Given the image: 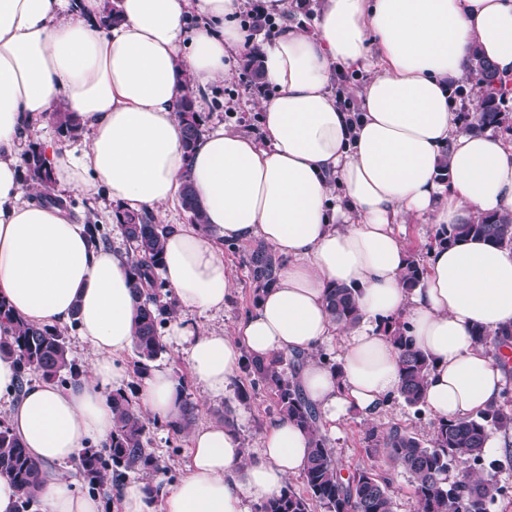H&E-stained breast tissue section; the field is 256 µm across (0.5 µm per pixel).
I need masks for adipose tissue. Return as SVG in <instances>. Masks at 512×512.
I'll return each instance as SVG.
<instances>
[{"label": "adipose tissue", "instance_id": "ef3b65f1", "mask_svg": "<svg viewBox=\"0 0 512 512\" xmlns=\"http://www.w3.org/2000/svg\"><path fill=\"white\" fill-rule=\"evenodd\" d=\"M246 0H0V302L39 326L76 325L94 353L76 384L18 388L0 353L8 425L39 463L40 512H101L60 466L112 434L111 388L135 343L131 261L94 244L84 219L27 201L21 153L39 142L57 189L104 197L105 215L157 213L191 181L203 224H172L161 273L182 312L170 336L184 344L205 402L222 400L246 357L298 352L296 375L322 422L348 410L378 418L401 386L386 326H409L431 364L425 403L441 420L499 404L505 373L473 333L512 328V246L466 239L433 244L422 283L405 288L400 225L445 231L487 214L512 218V135L462 129L453 85L473 52L512 81V0H318L313 30L285 21L291 0H263L280 16L261 46L274 95L260 99V135L208 120L183 146L178 103L187 86L232 79L250 46ZM114 9L111 25L99 19ZM366 68L359 113L329 89L335 67ZM79 121L82 141L60 149L40 129L56 105ZM447 163L448 178L438 167ZM263 241L283 264L233 335L187 322L219 312L235 283L225 242ZM351 288L359 320L336 322L334 286ZM336 344L334 365L318 351ZM181 394L169 368L149 367L143 414L172 421ZM187 475L153 505L142 484L121 491V512H253L302 472L309 435L269 422L254 456L220 421L189 435Z\"/></svg>", "mask_w": 512, "mask_h": 512}]
</instances>
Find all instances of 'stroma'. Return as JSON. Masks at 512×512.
I'll return each instance as SVG.
<instances>
[{"mask_svg":"<svg viewBox=\"0 0 512 512\" xmlns=\"http://www.w3.org/2000/svg\"><path fill=\"white\" fill-rule=\"evenodd\" d=\"M206 108L225 125L250 133L260 129V111L256 105L257 96L250 91L243 74L237 79L219 82L207 91L199 92ZM250 248L249 243H225L224 263L236 282V289L231 298L225 302L224 309L218 313H192L190 319L201 328L213 329L232 334L236 324L254 305V285L249 277L243 259ZM247 375H240L235 385L225 393L222 401L209 404L197 412L196 424L223 420L232 416L234 430L245 448L255 449L260 436L268 422L275 416L276 410L272 396L263 389L250 392L248 398H241L240 388L248 387ZM387 429L393 426L406 428L422 440L431 439L436 421L429 411H416L408 406L402 398H394L387 411L376 420H368L360 413L351 411L342 419L336 435L330 436L329 442L339 462L344 467H352L367 461L374 462L378 472L392 481V489L397 512H412L413 503L410 494L409 477L395 467L386 455L368 457L365 436L371 427ZM146 446L150 448L162 463L158 472L143 473L123 471L111 475L103 490L98 493L104 503V512H118L121 489L125 482L139 481L153 488L155 493H162L176 484L186 473L189 462V438L174 434L166 422L152 419L148 422Z\"/></svg>","mask_w":512,"mask_h":512,"instance_id":"35a3bbf8","label":"stroma"}]
</instances>
